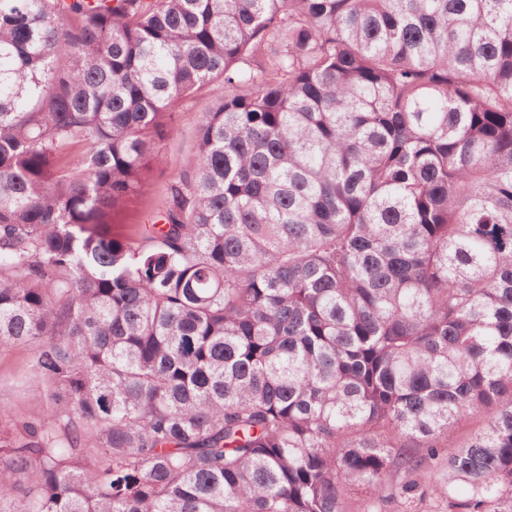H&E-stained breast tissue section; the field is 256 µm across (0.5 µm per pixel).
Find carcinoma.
Instances as JSON below:
<instances>
[{
	"mask_svg": "<svg viewBox=\"0 0 512 512\" xmlns=\"http://www.w3.org/2000/svg\"><path fill=\"white\" fill-rule=\"evenodd\" d=\"M3 345L0 512H512V0H0ZM224 96V86L212 85L203 99L182 100L174 107L172 132L154 144L161 169L149 172L142 194L131 203L112 212V233L137 245L140 243L137 228L142 224H152L167 205V181L182 172L193 154L195 135L201 112L208 102ZM27 347L8 345L0 348V403L35 416L38 406L29 397L21 376L29 360Z\"/></svg>",
	"mask_w": 512,
	"mask_h": 512,
	"instance_id": "obj_1",
	"label": "carcinoma"
}]
</instances>
